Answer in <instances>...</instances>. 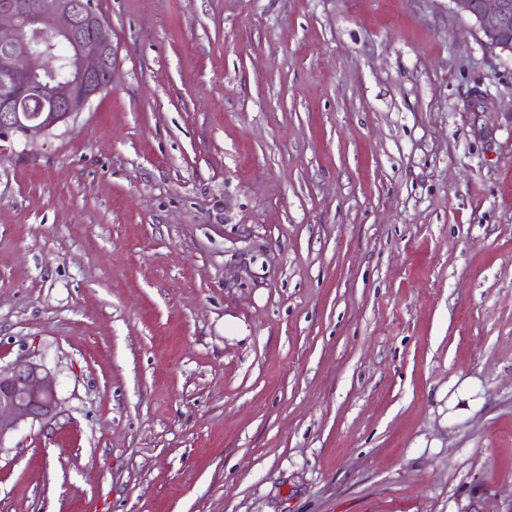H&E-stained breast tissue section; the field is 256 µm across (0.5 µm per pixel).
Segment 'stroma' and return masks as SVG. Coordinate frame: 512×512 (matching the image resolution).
I'll return each mask as SVG.
<instances>
[{"label":"stroma","mask_w":512,"mask_h":512,"mask_svg":"<svg viewBox=\"0 0 512 512\" xmlns=\"http://www.w3.org/2000/svg\"><path fill=\"white\" fill-rule=\"evenodd\" d=\"M94 3L111 90L0 157V366L59 398L0 512H512V54L451 0Z\"/></svg>","instance_id":"1"}]
</instances>
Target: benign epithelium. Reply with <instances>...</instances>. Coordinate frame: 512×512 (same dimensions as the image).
I'll return each mask as SVG.
<instances>
[{
    "instance_id": "1",
    "label": "benign epithelium",
    "mask_w": 512,
    "mask_h": 512,
    "mask_svg": "<svg viewBox=\"0 0 512 512\" xmlns=\"http://www.w3.org/2000/svg\"><path fill=\"white\" fill-rule=\"evenodd\" d=\"M475 21L486 45L512 53V0H450ZM69 45L68 60L57 43ZM112 32L83 0H0V156L14 138L48 139L112 88ZM46 59L40 67L34 61ZM59 404L45 366L20 359L0 367V445L26 424L52 420Z\"/></svg>"
}]
</instances>
